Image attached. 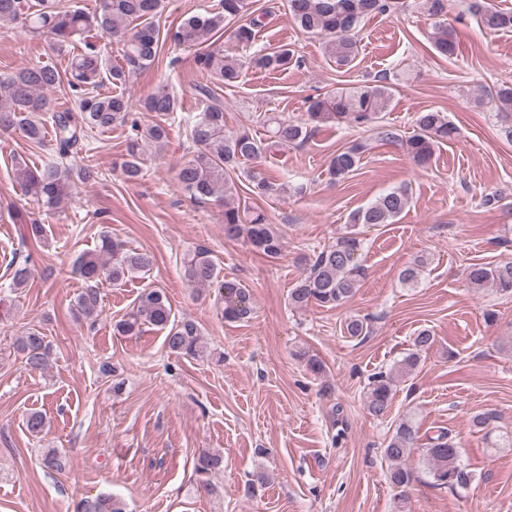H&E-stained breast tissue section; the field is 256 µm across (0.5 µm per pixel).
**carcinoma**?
<instances>
[{
	"instance_id": "1",
	"label": "carcinoma",
	"mask_w": 512,
	"mask_h": 512,
	"mask_svg": "<svg viewBox=\"0 0 512 512\" xmlns=\"http://www.w3.org/2000/svg\"><path fill=\"white\" fill-rule=\"evenodd\" d=\"M162 3L163 0H101L100 10L90 14L80 9L61 10L54 0H0L1 25L16 24L29 35L43 38L53 54H71L63 71L49 64H35L0 80V137L19 130L37 147L45 145L44 126L38 115L50 110L46 91L65 83L73 93V107L53 114V159L41 168H32L23 160L15 162V178L25 194L50 209L59 207L75 179L73 169L64 160L83 151V141L90 132L115 125L128 128V159L122 164V174L128 182L140 179L143 165L168 139L170 121L178 109L177 97L169 85L161 83L135 110L123 93H103L101 88L107 83L123 86L131 76L152 67L158 59L161 37L185 48L217 37L211 42V50L197 56L196 64L228 87L236 86L247 68L277 72L288 68L293 60V50L286 45L273 51L260 48L246 61L224 53L219 39L225 36L244 47L255 40L264 14L257 13L251 0H218L214 10L191 16L164 34L155 24ZM286 7L301 32L327 36L325 57L342 68L357 56L360 23L371 15L395 10L397 0H286ZM419 7L437 20L435 49L443 56L455 54L457 33L447 22L449 0H420ZM469 10L490 32L512 31V11L500 9L493 0H473ZM94 31L123 43L122 64H112L97 44L89 41ZM196 92L203 108L186 122L192 150L178 168V185L196 201L224 203L227 239L241 238L254 252L276 259L286 246L284 234L277 225L268 222L258 207L241 201L239 190H244L249 200H261L276 189L287 191V186L274 187L266 172L250 162L303 143L323 125L346 123L367 127L375 123L390 106L394 84L382 76L368 84L310 97L307 119L303 122L265 112L257 117L258 123L270 127L265 138L257 137L248 127L227 128L224 101L206 84L197 86ZM495 103L499 111L511 113L512 87L498 88ZM142 112H151L158 120L144 123L139 117ZM416 127L417 132L406 140L405 147L408 156L419 164L429 162L435 148L455 134V127L437 110L418 113ZM371 149L369 138L349 142L332 157L329 174L337 180L347 178ZM410 202L411 187L402 184L354 212L347 230L336 237V242L314 253L309 270L289 292L288 305L294 310L312 304L332 309L354 295L364 276V268L358 262L362 241L356 226L393 224ZM153 265L152 253L130 248L109 235L101 236L96 249L81 253L75 260L76 270L84 281L73 309L75 320L95 325L101 313L103 287L143 279ZM427 265V257H417L401 271L402 284L416 285ZM9 269V290L26 287L32 276L29 261L14 260ZM182 269L185 279L197 288L219 283L225 320L243 321L250 316L248 291L233 281L220 280V271L207 249L199 247L187 254ZM468 279L476 288L491 287L512 294V261L476 265L469 271ZM146 326L165 332L164 343L172 354L190 358L207 355L198 323L188 318L173 319L171 304L159 288L141 289L132 310L114 324V332L136 336ZM434 342L435 336L429 330L419 331L411 352L389 370L370 378L364 394L370 415L379 418L387 414L397 383L417 369L420 353ZM18 349L28 369L47 368L50 345L42 329H27L18 340ZM46 425V417L39 411L25 418V427L32 436L40 435ZM416 441V427L411 419L405 418L384 448L390 482L400 489L402 498L412 482L406 461ZM422 463L437 486L464 488L472 480L470 471L461 463L460 448L444 430L428 438ZM223 470V455H201L195 465L198 490L214 493L212 477ZM76 512H126V508L114 496H100L93 501H80Z\"/></svg>"
}]
</instances>
